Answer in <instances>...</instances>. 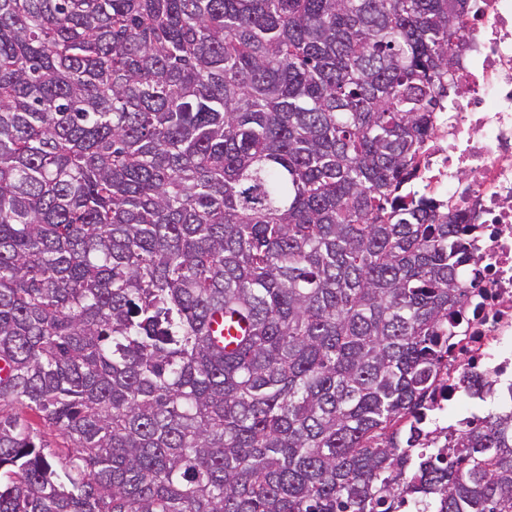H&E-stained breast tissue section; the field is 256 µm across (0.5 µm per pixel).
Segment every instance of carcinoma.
<instances>
[{"instance_id":"carcinoma-1","label":"carcinoma","mask_w":512,"mask_h":512,"mask_svg":"<svg viewBox=\"0 0 512 512\" xmlns=\"http://www.w3.org/2000/svg\"><path fill=\"white\" fill-rule=\"evenodd\" d=\"M468 10L0 0V512H512V410L429 428L480 225L406 190ZM16 411L20 412L21 415L27 419L34 428H37V430L40 431V434L52 452H55L58 457L64 458L66 452L65 448H67V445L63 442L62 438L57 434V432L49 430L48 428H44L39 419L33 416L27 409H22L19 407L16 408Z\"/></svg>"}]
</instances>
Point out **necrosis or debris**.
I'll list each match as a JSON object with an SVG mask.
<instances>
[{"label": "necrosis or debris", "instance_id": "4bbe7bcc", "mask_svg": "<svg viewBox=\"0 0 512 512\" xmlns=\"http://www.w3.org/2000/svg\"><path fill=\"white\" fill-rule=\"evenodd\" d=\"M450 105L436 113L419 185L450 213L476 218L481 288L448 338L447 378L470 397L474 370L512 380V0H472Z\"/></svg>", "mask_w": 512, "mask_h": 512}]
</instances>
